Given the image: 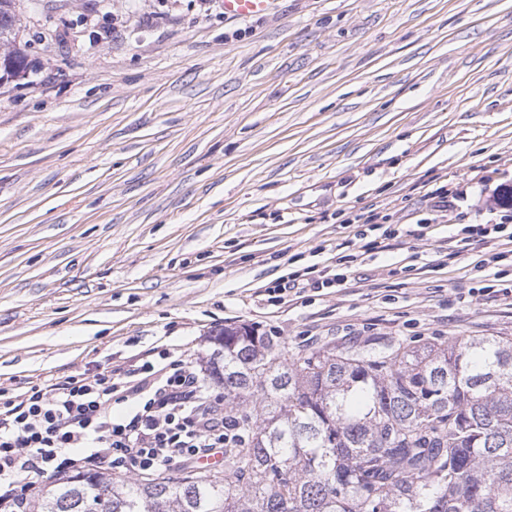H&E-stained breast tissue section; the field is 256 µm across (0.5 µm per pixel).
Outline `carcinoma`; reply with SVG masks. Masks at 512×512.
<instances>
[{
	"mask_svg": "<svg viewBox=\"0 0 512 512\" xmlns=\"http://www.w3.org/2000/svg\"><path fill=\"white\" fill-rule=\"evenodd\" d=\"M0 0V83L28 68ZM239 438L177 481L53 477L29 512H512V336L298 354L246 325L214 337Z\"/></svg>",
	"mask_w": 512,
	"mask_h": 512,
	"instance_id": "cac0c4a2",
	"label": "carcinoma"
}]
</instances>
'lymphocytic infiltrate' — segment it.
<instances>
[{
	"label": "lymphocytic infiltrate",
	"instance_id": "f902f5d3",
	"mask_svg": "<svg viewBox=\"0 0 512 512\" xmlns=\"http://www.w3.org/2000/svg\"><path fill=\"white\" fill-rule=\"evenodd\" d=\"M492 234L501 249L474 265L478 292L512 300V282L501 267L512 259V216L454 229L449 240L461 253ZM134 374L117 382L84 373L0 402V507L5 512H26L32 491L51 475L128 465L144 476L226 447L231 432L224 424V403L208 392L191 363L163 351ZM116 401L134 402L133 413L115 416Z\"/></svg>",
	"mask_w": 512,
	"mask_h": 512
}]
</instances>
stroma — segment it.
<instances>
[{"label":"stroma","instance_id":"1","mask_svg":"<svg viewBox=\"0 0 512 512\" xmlns=\"http://www.w3.org/2000/svg\"><path fill=\"white\" fill-rule=\"evenodd\" d=\"M14 3L1 397L164 350L198 368L242 324L293 354L512 336V306L468 293L498 242L446 256L449 225L512 210V0ZM427 182L467 191L447 223L386 246L351 223L409 227ZM340 253L347 282L315 288ZM274 0H224V14L248 17L267 11Z\"/></svg>","mask_w":512,"mask_h":512}]
</instances>
